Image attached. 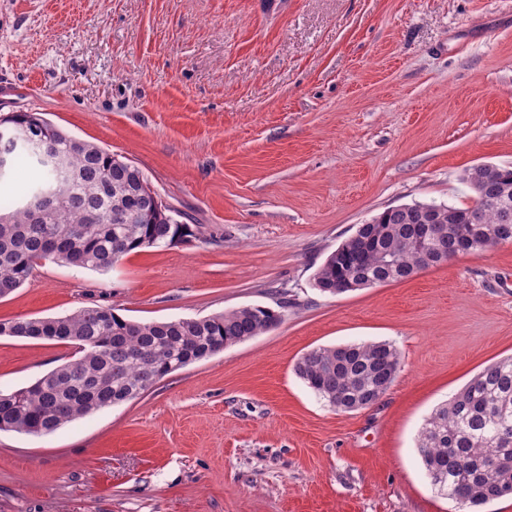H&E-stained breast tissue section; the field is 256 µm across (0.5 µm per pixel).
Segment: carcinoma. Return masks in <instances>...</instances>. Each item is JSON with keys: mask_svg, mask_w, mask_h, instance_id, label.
Here are the masks:
<instances>
[{"mask_svg": "<svg viewBox=\"0 0 512 512\" xmlns=\"http://www.w3.org/2000/svg\"><path fill=\"white\" fill-rule=\"evenodd\" d=\"M36 129L56 154L40 157L39 181L22 204L0 209V298L30 283L42 262L108 270L128 254L171 246L200 234L181 224L139 168L98 145L67 135L35 113L0 127ZM469 205L414 203L389 207L339 244L315 274L321 291L339 295L404 281L459 255L512 242V166L480 163L464 170ZM47 194L39 212L30 202ZM448 225L429 253L421 226ZM280 313L254 305L198 319L140 323L110 307H85L60 318L0 323V335L57 341L78 357L33 384L0 390V431L50 434L94 411L133 400L157 382L224 348L266 333ZM390 342L349 343L304 354L296 374L336 411L374 405L400 369ZM417 448L432 485L457 505L476 508L512 497V358L485 366L425 420Z\"/></svg>", "mask_w": 512, "mask_h": 512, "instance_id": "carcinoma-1", "label": "carcinoma"}]
</instances>
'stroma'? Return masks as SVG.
Wrapping results in <instances>:
<instances>
[{
	"instance_id": "1",
	"label": "stroma",
	"mask_w": 512,
	"mask_h": 512,
	"mask_svg": "<svg viewBox=\"0 0 512 512\" xmlns=\"http://www.w3.org/2000/svg\"><path fill=\"white\" fill-rule=\"evenodd\" d=\"M14 112L138 167L201 233L107 272L43 262L0 322H281L53 433L1 431L0 512H459L417 437L512 356V244L340 295L314 276L385 208L471 203L464 169L512 163V0H0ZM371 341L401 353L372 407L335 411L295 373ZM74 355L0 336V389Z\"/></svg>"
}]
</instances>
